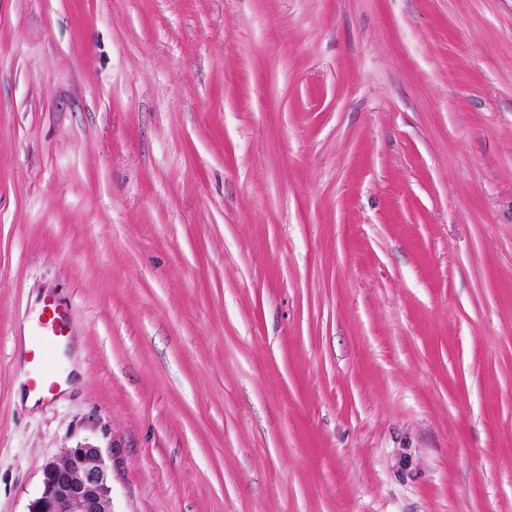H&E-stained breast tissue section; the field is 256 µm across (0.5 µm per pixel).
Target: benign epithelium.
Here are the masks:
<instances>
[{
  "label": "benign epithelium",
  "mask_w": 512,
  "mask_h": 512,
  "mask_svg": "<svg viewBox=\"0 0 512 512\" xmlns=\"http://www.w3.org/2000/svg\"><path fill=\"white\" fill-rule=\"evenodd\" d=\"M28 512H112L109 470L100 448L84 443L45 464Z\"/></svg>",
  "instance_id": "7a95c632"
}]
</instances>
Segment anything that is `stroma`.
I'll return each instance as SVG.
<instances>
[{
	"label": "stroma",
	"mask_w": 512,
	"mask_h": 512,
	"mask_svg": "<svg viewBox=\"0 0 512 512\" xmlns=\"http://www.w3.org/2000/svg\"><path fill=\"white\" fill-rule=\"evenodd\" d=\"M84 442L112 512H512V0H0V512ZM48 315L41 321L33 331V341L28 331L24 338V352L28 356L33 345V351L36 352V365L39 375L48 377L50 372V361L56 350L57 338L67 332V316L63 309L55 306H46ZM23 365L26 370H31L30 378L34 377L37 379V386L31 390L28 386H24L22 390H19L18 399H23L25 404L33 406L44 397H52V394L49 392L50 381H43L34 375V367L31 369V364L28 361L23 360Z\"/></svg>",
	"instance_id": "obj_1"
}]
</instances>
